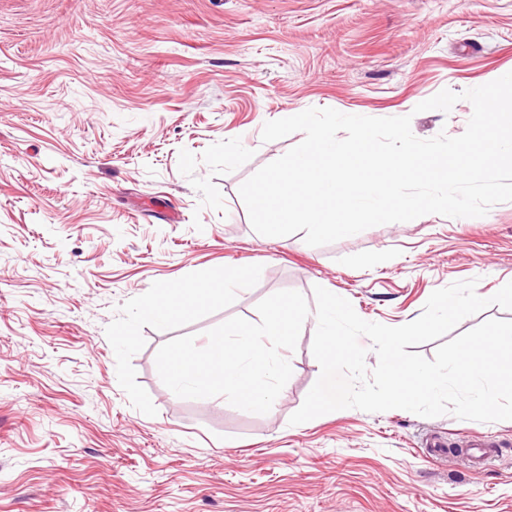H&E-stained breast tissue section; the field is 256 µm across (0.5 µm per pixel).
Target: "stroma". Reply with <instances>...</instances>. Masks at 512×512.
Here are the masks:
<instances>
[{
  "instance_id": "obj_1",
  "label": "stroma",
  "mask_w": 512,
  "mask_h": 512,
  "mask_svg": "<svg viewBox=\"0 0 512 512\" xmlns=\"http://www.w3.org/2000/svg\"><path fill=\"white\" fill-rule=\"evenodd\" d=\"M509 70L512 0H0V512H512V420L290 424L320 375L312 321L265 414L178 397L155 363L281 290L395 327L453 282L512 281V202L314 247L255 232L239 195L304 138L262 141L265 122L333 108L458 136L469 101L416 105ZM236 271L186 319L144 311ZM470 431L496 450L477 469Z\"/></svg>"
}]
</instances>
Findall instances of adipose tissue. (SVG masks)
<instances>
[{"instance_id": "adipose-tissue-1", "label": "adipose tissue", "mask_w": 512, "mask_h": 512, "mask_svg": "<svg viewBox=\"0 0 512 512\" xmlns=\"http://www.w3.org/2000/svg\"><path fill=\"white\" fill-rule=\"evenodd\" d=\"M241 276L232 272L224 277L199 286H186L180 289L159 287L153 290L147 300L148 313L156 319L168 321L189 314L199 302L215 297H224L238 286Z\"/></svg>"}]
</instances>
